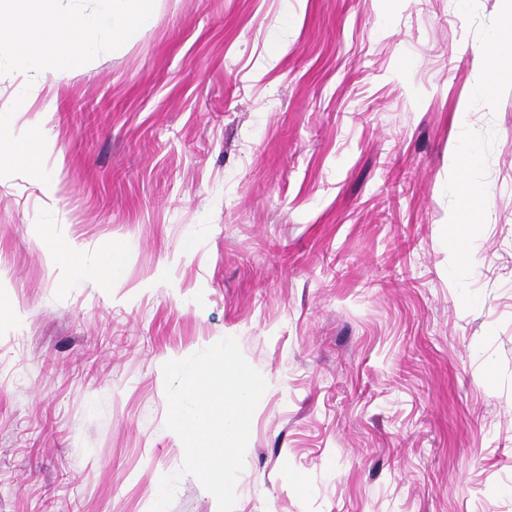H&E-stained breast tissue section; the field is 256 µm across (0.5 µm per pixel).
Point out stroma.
<instances>
[{
	"mask_svg": "<svg viewBox=\"0 0 512 512\" xmlns=\"http://www.w3.org/2000/svg\"><path fill=\"white\" fill-rule=\"evenodd\" d=\"M512 0H163L141 37L0 113V512H150L184 447L164 363L227 336L265 378L235 512H512V81L476 51ZM282 48L271 70L267 52ZM491 203L454 275L453 153ZM109 288L66 279L35 227ZM171 512H218L182 475ZM50 154L42 139L31 135L0 137V161L14 163L19 169L34 178H43L47 170ZM123 274V252L120 249H111L100 260L94 269V276L112 287V282L119 280Z\"/></svg>",
	"mask_w": 512,
	"mask_h": 512,
	"instance_id": "stroma-1",
	"label": "stroma"
}]
</instances>
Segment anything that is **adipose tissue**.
<instances>
[{
    "mask_svg": "<svg viewBox=\"0 0 512 512\" xmlns=\"http://www.w3.org/2000/svg\"><path fill=\"white\" fill-rule=\"evenodd\" d=\"M102 8L91 17L78 12L63 13L56 0H0V48L11 52L29 73H40L46 64L67 70L80 65L93 52L97 34H112V47L124 49L142 35L151 22L158 0H100ZM487 75L483 95H491L497 80H512V22L494 32L488 44L476 53ZM50 154L43 140L23 134L0 137V161L9 162L29 176L43 177ZM453 161L460 175L462 206L455 223L476 226L490 213L486 197L467 179L477 161L475 147L461 141Z\"/></svg>",
    "mask_w": 512,
    "mask_h": 512,
    "instance_id": "1",
    "label": "adipose tissue"
}]
</instances>
